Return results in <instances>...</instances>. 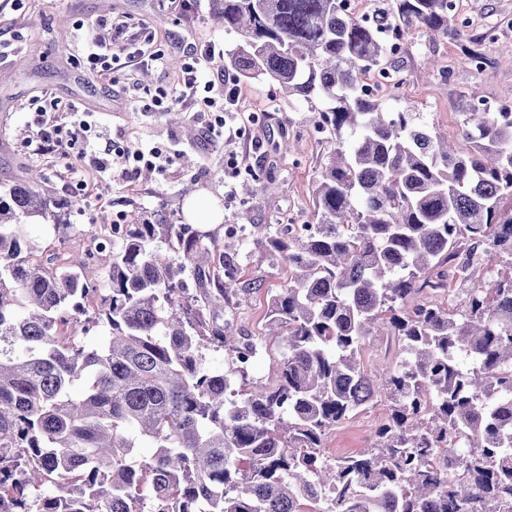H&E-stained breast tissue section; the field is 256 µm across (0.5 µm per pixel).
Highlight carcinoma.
Listing matches in <instances>:
<instances>
[{
  "instance_id": "1",
  "label": "carcinoma",
  "mask_w": 512,
  "mask_h": 512,
  "mask_svg": "<svg viewBox=\"0 0 512 512\" xmlns=\"http://www.w3.org/2000/svg\"><path fill=\"white\" fill-rule=\"evenodd\" d=\"M346 2L213 0L243 38L224 70L326 103L315 223L262 227L288 267L270 381L249 379L266 337L218 323L253 291L237 250L134 218L98 243L109 276L91 288L82 260L24 257L20 217L53 216L40 175L0 197V512H512V112L470 104L460 147L362 86L370 68L403 79L385 33L448 39L481 70L495 27L471 33L455 0ZM371 336L404 356L367 368ZM378 393L370 448L327 455Z\"/></svg>"
}]
</instances>
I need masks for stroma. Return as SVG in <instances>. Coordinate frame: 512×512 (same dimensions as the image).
I'll return each instance as SVG.
<instances>
[{
  "mask_svg": "<svg viewBox=\"0 0 512 512\" xmlns=\"http://www.w3.org/2000/svg\"><path fill=\"white\" fill-rule=\"evenodd\" d=\"M462 13L472 19L474 30L498 25V44L487 47L488 61L472 70L459 48L441 38L416 32L404 58V82L384 106L392 112H410L442 137L455 138L464 111L472 101L512 100V64L500 57L503 46H512V0H459ZM101 15L128 21L153 37L165 51L167 64H142L113 72L111 84L98 81L77 64L74 26L77 21ZM223 44L233 52L242 37L224 30L211 19L210 0H198L192 20L178 21L170 0H19L0 6V195L19 180L39 173L41 186L57 199V217H27L35 247L31 261L53 259L63 266L71 257L85 258L87 280L104 287L106 268L88 257L95 240L112 236V227L127 223L131 215L161 214L169 223L186 221L184 204L197 194L210 195L224 213L219 224H202L204 244L242 243L238 274L259 284V291L243 298L233 329L252 336L264 333L269 299L281 287L285 266L273 264L264 245L245 240L253 224L275 219L308 220L312 209L311 185L321 157L327 150L317 131L318 112L324 103L288 98L264 77L243 81L238 107L254 119L242 127L235 143L244 159L228 168L223 143L204 141L201 122L187 118L172 122L168 112L141 111L137 100L160 90H172L178 62L193 45ZM435 58L437 71L428 70L424 58ZM52 94L57 108L55 124L71 121V105L80 106L107 129L113 142L134 151L152 144L172 148L162 169H140L128 174L111 171L90 175L92 191L77 187L71 168L80 166L77 149L67 156L37 157L27 142L37 134L31 124V105ZM274 184L267 195H243L244 179ZM389 402L378 396L372 405L331 431L325 441L327 454L349 455L370 447L385 418Z\"/></svg>",
  "mask_w": 512,
  "mask_h": 512,
  "instance_id": "stroma-1",
  "label": "stroma"
}]
</instances>
